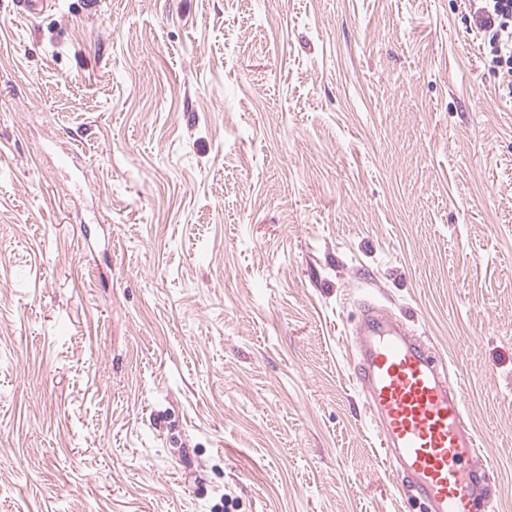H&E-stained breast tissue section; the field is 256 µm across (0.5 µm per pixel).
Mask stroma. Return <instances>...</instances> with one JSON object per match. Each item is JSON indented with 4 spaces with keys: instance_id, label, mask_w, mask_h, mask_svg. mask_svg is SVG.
I'll return each mask as SVG.
<instances>
[{
    "instance_id": "1",
    "label": "stroma",
    "mask_w": 512,
    "mask_h": 512,
    "mask_svg": "<svg viewBox=\"0 0 512 512\" xmlns=\"http://www.w3.org/2000/svg\"><path fill=\"white\" fill-rule=\"evenodd\" d=\"M467 0H0V512H421L384 306L512 512V83Z\"/></svg>"
}]
</instances>
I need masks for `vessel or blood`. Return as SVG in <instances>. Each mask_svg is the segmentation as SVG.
Listing matches in <instances>:
<instances>
[{
  "label": "vessel or blood",
  "mask_w": 512,
  "mask_h": 512,
  "mask_svg": "<svg viewBox=\"0 0 512 512\" xmlns=\"http://www.w3.org/2000/svg\"><path fill=\"white\" fill-rule=\"evenodd\" d=\"M357 378L389 463L403 467L429 512H481L486 471L461 388L403 323L374 304L356 321Z\"/></svg>",
  "instance_id": "b4317fda"
}]
</instances>
